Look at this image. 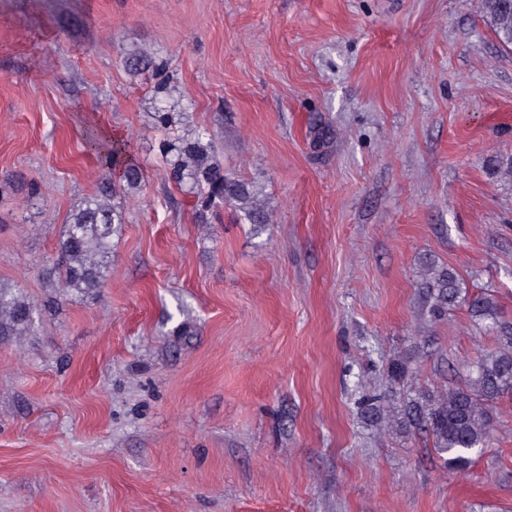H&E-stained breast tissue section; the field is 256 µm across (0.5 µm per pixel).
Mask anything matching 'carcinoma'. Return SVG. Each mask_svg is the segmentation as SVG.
Segmentation results:
<instances>
[{
	"mask_svg": "<svg viewBox=\"0 0 512 512\" xmlns=\"http://www.w3.org/2000/svg\"><path fill=\"white\" fill-rule=\"evenodd\" d=\"M481 6L502 46H512V0H482ZM87 140L103 165L120 170L127 186H139L142 174L128 159L125 145L103 142L92 133ZM159 151L169 180L179 186L189 185L201 205L241 203L248 198L246 186L224 174L206 130L191 137L165 139ZM488 169L491 175L512 181V156L491 157ZM115 195V186L108 183L100 195L72 213L56 256L45 267V274L55 282L61 296L72 290L93 293L103 285L112 259V236L123 223L122 212L111 203ZM422 287L430 299L431 312L438 316L455 306L461 290L453 270L431 264ZM469 309L479 328L496 337L497 348L479 358L470 383L449 389L446 396L431 403L415 402L403 409L409 424L424 425L432 431L438 453L449 455L445 463L455 469L467 468L471 453L491 439L493 428L486 406L512 392V322L500 320L497 303L489 293L471 298ZM41 311L36 303L0 285V340L34 327Z\"/></svg>",
	"mask_w": 512,
	"mask_h": 512,
	"instance_id": "cac0c4a2",
	"label": "carcinoma"
}]
</instances>
